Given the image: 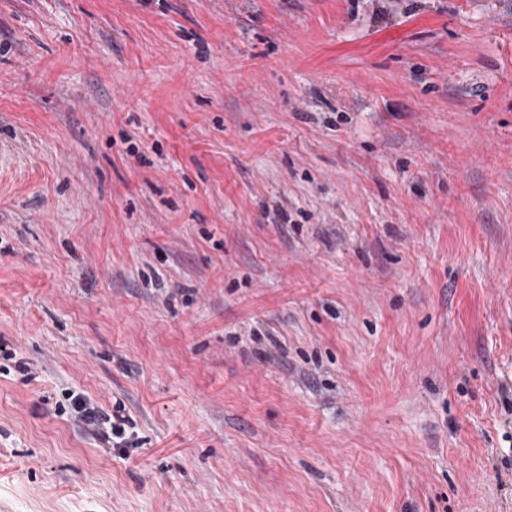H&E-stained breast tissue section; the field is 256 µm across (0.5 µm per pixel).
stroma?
Returning <instances> with one entry per match:
<instances>
[{
	"mask_svg": "<svg viewBox=\"0 0 512 512\" xmlns=\"http://www.w3.org/2000/svg\"><path fill=\"white\" fill-rule=\"evenodd\" d=\"M0 342V512H512V0H0ZM71 408L78 414L79 420L89 429H93L96 436L102 441L110 443L115 438H121L125 431L126 419L120 410L109 415L104 412L98 405L88 401L81 395L71 394ZM109 424L110 431H101L100 426Z\"/></svg>",
	"mask_w": 512,
	"mask_h": 512,
	"instance_id": "stroma-1",
	"label": "stroma"
}]
</instances>
